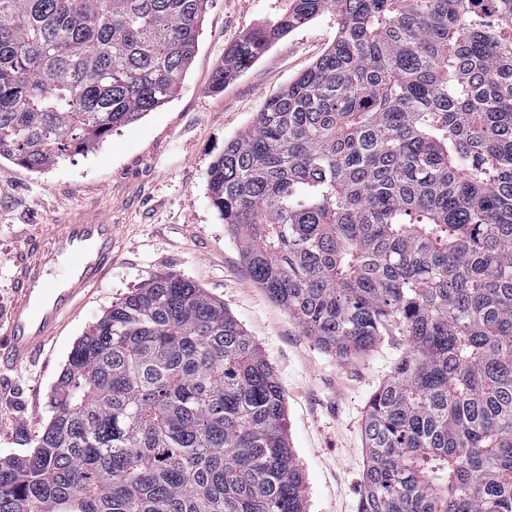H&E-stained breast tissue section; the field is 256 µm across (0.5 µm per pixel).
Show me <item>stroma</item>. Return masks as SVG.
Returning <instances> with one entry per match:
<instances>
[{
    "mask_svg": "<svg viewBox=\"0 0 512 512\" xmlns=\"http://www.w3.org/2000/svg\"><path fill=\"white\" fill-rule=\"evenodd\" d=\"M283 5L211 0L195 58L171 102L114 130L96 150L39 172L0 158V318L12 301L13 254L40 225L102 216L118 226L111 277L37 365L0 381L1 458L21 453L20 435H35L48 423L51 392L83 331L113 302L170 272L223 301L274 367L286 397L289 443L305 474L306 512H357L366 463L361 423L401 351L385 339L343 363L319 349L255 284L207 190L208 169L225 141L336 38V16L325 12L214 91L213 72L227 48Z\"/></svg>",
    "mask_w": 512,
    "mask_h": 512,
    "instance_id": "1",
    "label": "stroma"
}]
</instances>
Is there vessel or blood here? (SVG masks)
Returning <instances> with one entry per match:
<instances>
[{"instance_id":"b4317fda","label":"vessel or blood","mask_w":512,"mask_h":512,"mask_svg":"<svg viewBox=\"0 0 512 512\" xmlns=\"http://www.w3.org/2000/svg\"><path fill=\"white\" fill-rule=\"evenodd\" d=\"M116 226L48 224L28 238L14 261V298L0 322V378L35 365L63 323L75 317L112 272ZM61 279H53L58 268Z\"/></svg>"}]
</instances>
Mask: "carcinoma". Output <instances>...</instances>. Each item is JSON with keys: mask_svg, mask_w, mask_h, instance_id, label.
Segmentation results:
<instances>
[{"mask_svg": "<svg viewBox=\"0 0 512 512\" xmlns=\"http://www.w3.org/2000/svg\"><path fill=\"white\" fill-rule=\"evenodd\" d=\"M211 0H0V156L40 171L172 99ZM336 39L224 142L247 269L375 391L358 512H512V0H285L212 87L328 9ZM0 512H305L286 398L241 324L159 273L68 355Z\"/></svg>", "mask_w": 512, "mask_h": 512, "instance_id": "obj_1", "label": "carcinoma"}]
</instances>
